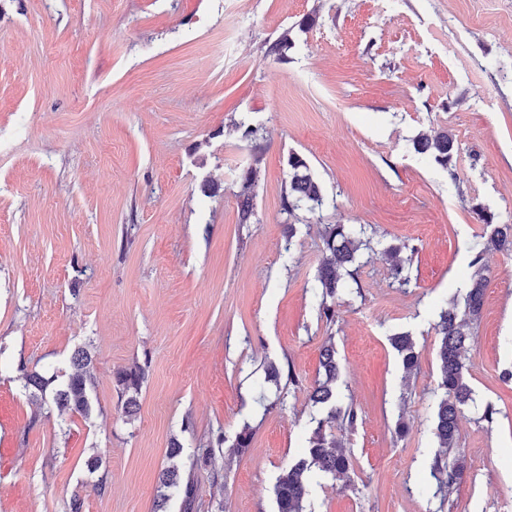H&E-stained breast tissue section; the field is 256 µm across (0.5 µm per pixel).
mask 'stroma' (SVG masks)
Listing matches in <instances>:
<instances>
[{
	"instance_id": "1",
	"label": "stroma",
	"mask_w": 512,
	"mask_h": 512,
	"mask_svg": "<svg viewBox=\"0 0 512 512\" xmlns=\"http://www.w3.org/2000/svg\"><path fill=\"white\" fill-rule=\"evenodd\" d=\"M284 33L279 61L266 49ZM245 126L265 147L248 224ZM442 130L448 169L412 145ZM293 153L320 209L281 207ZM478 205L512 224V0H0V512L76 496L82 512H155L175 440L194 512H276L278 474L326 415L308 393L329 341L338 404L358 412L331 428L352 467L340 484L312 476L305 512H512V252L478 253ZM330 224L371 240L332 323L314 290ZM477 256L491 280L469 327L467 468L443 494L434 326ZM80 346L92 411L62 421L21 376L66 380ZM136 363L128 419L114 374ZM390 343L397 352L403 369L406 373L411 374L418 367V353L415 344L408 333H397L391 336Z\"/></svg>"
}]
</instances>
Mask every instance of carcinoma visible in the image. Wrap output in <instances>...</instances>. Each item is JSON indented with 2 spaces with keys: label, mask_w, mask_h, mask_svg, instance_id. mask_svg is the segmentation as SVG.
Returning a JSON list of instances; mask_svg holds the SVG:
<instances>
[{
  "label": "carcinoma",
  "mask_w": 512,
  "mask_h": 512,
  "mask_svg": "<svg viewBox=\"0 0 512 512\" xmlns=\"http://www.w3.org/2000/svg\"><path fill=\"white\" fill-rule=\"evenodd\" d=\"M291 47L288 33L269 43L267 55L282 60ZM414 150L430 156L440 166H449L455 153L453 137L446 131L435 134L422 133L413 141ZM264 146L254 148L253 162L239 176L238 223L250 224L254 216L253 200L256 196L260 178V162ZM290 176L284 187L282 204L287 214L305 207L314 211L323 205L324 197L320 185L313 179L307 161L298 154L288 158ZM479 220L485 224L487 235L483 250L492 248L498 251L512 252V224H499L494 214L481 207L476 208ZM365 229H355L350 224H330L322 236V260L317 275V288L321 291V316L329 323L336 321V305L339 296L350 285L361 288L356 271L351 269L362 245L358 234ZM488 277L478 266L471 275L469 288L463 307L453 306L441 311L435 324L438 336L437 361L439 388L443 390L435 412L434 435L439 447L446 453H454L452 463L438 458L434 471L446 476L444 484L451 486L462 479L466 469L465 455L459 448L458 418L461 410L473 400L465 364V354L470 347L469 325L476 321L484 306ZM390 343L397 352L403 369L410 374L418 367V353L411 336L405 332L390 337ZM321 365L324 379L318 381L309 393V401L328 409L327 416L316 421L308 438V451L305 456L282 468L275 485L277 512H303V503L309 493V473L317 469L326 476L341 477L352 467L350 457L342 445L327 432L328 423L342 419L348 426L355 425L358 413L352 406L344 409L337 406L336 381L339 366L336 362V350L329 344L323 347ZM71 373L53 393L52 400L46 399V391L52 379L38 372L23 374L24 388L31 397L43 404H52L58 415H87L90 411L89 389L94 384L93 356L90 349L79 347L70 356ZM144 373L141 366L135 364L115 374V382L121 396V410L127 417L135 415L138 408V395L141 390ZM160 485L164 488H180L184 495L185 509L190 510L196 501L197 483L194 477L182 476L177 465L165 468L160 476Z\"/></svg>",
  "instance_id": "obj_1"
}]
</instances>
